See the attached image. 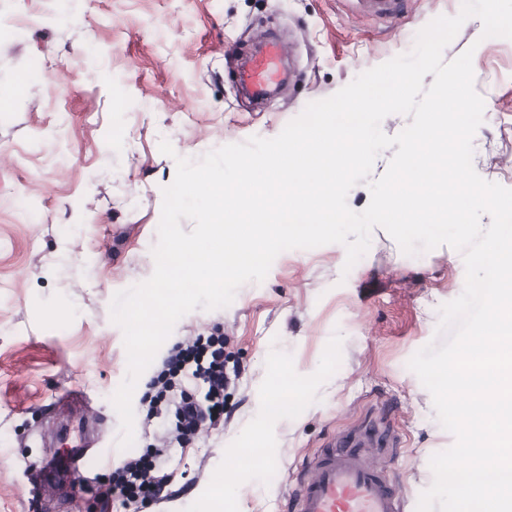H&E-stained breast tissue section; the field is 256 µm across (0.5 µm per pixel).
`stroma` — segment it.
<instances>
[{
  "mask_svg": "<svg viewBox=\"0 0 512 512\" xmlns=\"http://www.w3.org/2000/svg\"><path fill=\"white\" fill-rule=\"evenodd\" d=\"M461 6L406 0L397 18L380 20L352 0H68L63 17L51 0H0V16L18 24L0 37V512H46L32 487L70 454L74 436H120L111 397L127 355L110 303L154 272L175 156L278 136L308 103L408 53L424 26ZM260 16L292 50L298 78L263 106H245L226 60L255 46ZM482 31L478 18L466 20L443 58L473 49L485 101L473 165L512 188V46ZM55 79L66 83L58 96L48 89ZM164 139L174 155L161 153ZM345 261L340 244L284 251L228 307L177 322L166 346L223 332L225 365L240 376L223 427L171 449L167 469L181 493L164 512H212L218 497L224 512H286L297 472L332 437L382 414L399 445L372 458L416 512L433 482L430 457L455 437L408 362L433 340L440 306L462 293L463 256L447 245L405 255L377 227L352 269ZM286 385L300 404L266 412ZM70 387L89 410L51 419ZM257 431L262 463L216 485ZM114 471L87 458V486L66 512H127L110 494Z\"/></svg>",
  "mask_w": 512,
  "mask_h": 512,
  "instance_id": "1",
  "label": "stroma"
}]
</instances>
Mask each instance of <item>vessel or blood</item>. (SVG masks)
Masks as SVG:
<instances>
[{"label": "vessel or blood", "mask_w": 512, "mask_h": 512, "mask_svg": "<svg viewBox=\"0 0 512 512\" xmlns=\"http://www.w3.org/2000/svg\"><path fill=\"white\" fill-rule=\"evenodd\" d=\"M283 51L276 40L237 55L236 81L249 96L262 99L288 76ZM386 419L369 421L357 434L335 440L301 470L296 488L288 496V512H406V502L393 477L368 458L372 448L393 447ZM98 441L83 442L69 455L64 472L42 473L37 492L41 498L65 504L73 499L74 477Z\"/></svg>", "instance_id": "vessel-or-blood-1"}]
</instances>
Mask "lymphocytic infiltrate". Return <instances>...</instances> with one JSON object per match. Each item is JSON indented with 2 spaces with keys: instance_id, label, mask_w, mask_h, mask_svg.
I'll return each mask as SVG.
<instances>
[{
  "instance_id": "1",
  "label": "lymphocytic infiltrate",
  "mask_w": 512,
  "mask_h": 512,
  "mask_svg": "<svg viewBox=\"0 0 512 512\" xmlns=\"http://www.w3.org/2000/svg\"><path fill=\"white\" fill-rule=\"evenodd\" d=\"M233 378L224 365L223 335L193 336L176 342L146 384L143 399L151 416L171 419L157 436L156 447L127 457L117 469L112 494L124 506L145 501L159 505L172 499L173 478L161 459L181 445L218 427L224 420V392Z\"/></svg>"
}]
</instances>
